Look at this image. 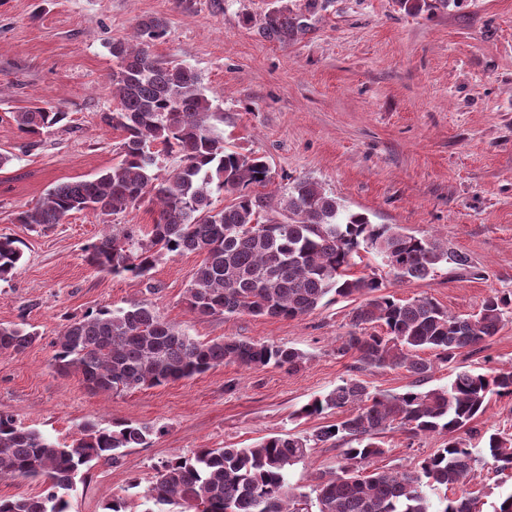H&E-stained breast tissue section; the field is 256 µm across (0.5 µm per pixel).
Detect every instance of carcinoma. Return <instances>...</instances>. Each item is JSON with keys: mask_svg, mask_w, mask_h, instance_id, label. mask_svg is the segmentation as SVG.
I'll return each instance as SVG.
<instances>
[{"mask_svg": "<svg viewBox=\"0 0 512 512\" xmlns=\"http://www.w3.org/2000/svg\"><path fill=\"white\" fill-rule=\"evenodd\" d=\"M302 16L285 8L268 16L263 33L286 41L306 31ZM139 45L112 43L118 71L112 97L119 111L103 120L125 133L121 160L92 179L60 184L41 203L18 215L22 224H58L72 212L117 215L146 196L158 206L150 232L122 229L84 247L86 262L100 272L145 277L163 255L198 253L187 303L200 316L247 313L296 319L316 311L332 295L351 299L350 330L337 349L354 355L357 371L403 368L421 382L435 363L451 362L466 349L492 338L512 297L487 296L468 317L455 316L429 298L403 302L383 292L376 274H351L361 252L382 259L395 280H424L441 265L456 271L470 259L435 240L406 233L395 224H372L362 214L343 215L338 198L313 179L291 186L280 206L262 193L271 182L266 162L229 146L198 74L173 60L151 56L150 45L166 33L158 17L137 25ZM66 119V113L34 107L14 113L18 129L39 134ZM179 155L166 174L153 172L150 146ZM231 200L220 209L214 199ZM23 253L17 240L0 236V279L12 275ZM374 324L382 334L367 332ZM37 340L24 324H0V353L20 352ZM53 366L74 374L92 391L127 393L191 379L224 362L246 368L273 364L293 371L303 362L298 349L238 338L207 342L187 336L149 303L129 309L99 308L71 318L54 342ZM430 350L434 358L419 352ZM494 397L512 398V371H463L448 386L399 394L369 390L350 377L314 398L301 413L326 410L346 415L309 436L281 434L244 448H200L156 467L145 499L165 512H482L480 498L467 490L482 457L495 473H512V434L493 432L481 451L461 431L485 414ZM398 431L409 439L438 434L443 444L409 472H364L363 465L385 454L382 435ZM159 430L120 423L100 428L86 423L71 445L53 442L0 413V481L42 478L37 495L0 497V512H68L76 476L93 461H117L124 448L146 445ZM342 442L336 473L318 476L311 493L297 492L288 467L320 443ZM452 489L434 506L427 489ZM315 497H310V494Z\"/></svg>", "mask_w": 512, "mask_h": 512, "instance_id": "cac0c4a2", "label": "carcinoma"}]
</instances>
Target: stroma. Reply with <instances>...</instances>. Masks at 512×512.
Wrapping results in <instances>:
<instances>
[{
    "label": "stroma",
    "mask_w": 512,
    "mask_h": 512,
    "mask_svg": "<svg viewBox=\"0 0 512 512\" xmlns=\"http://www.w3.org/2000/svg\"><path fill=\"white\" fill-rule=\"evenodd\" d=\"M292 5L307 31L278 42L265 17ZM166 20L150 51L197 72L224 121L231 148L264 157L266 192L277 199L310 178L346 212L396 224L467 254L470 271L441 267L435 276L388 281L402 300L428 297L452 314L476 312L492 292L512 295V0H464L460 7L401 9L396 0H0V235L19 240L23 259L0 280V323H25L37 340L0 354V412L60 443L78 428L118 422L158 427L149 444L124 449L79 475L69 512H105L123 497L133 512L147 503L132 480L149 484L156 467L200 448H242L278 434H312L336 412L305 417L301 408L359 376L376 392L408 390L403 369L354 373L353 355L336 353L349 331L351 301H332L298 319L248 314L201 317L186 291L200 257L166 255L143 278L94 270L84 247L110 226L150 230L157 207L144 199L118 215L74 212L48 228L19 223L54 186L90 179L120 159L121 130L104 114L112 97V44L132 39L138 22ZM40 106L66 119L34 137L12 115ZM151 303L166 321L200 341L236 337L285 344L304 353L296 371L225 363L191 379L132 393L93 392L52 366L67 319L108 307ZM512 368V318L476 350L436 366L425 389L457 372ZM512 433V400L492 399L466 437L483 448L487 430ZM387 453L370 467L413 470L442 444L439 435L384 438ZM341 450L317 445L288 470L299 491L335 471Z\"/></svg>",
    "instance_id": "stroma-1"
}]
</instances>
